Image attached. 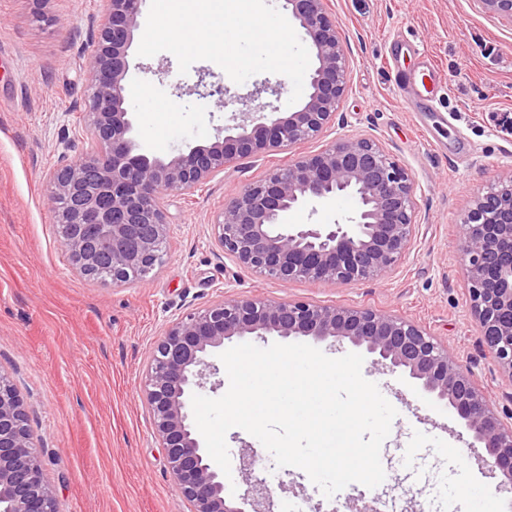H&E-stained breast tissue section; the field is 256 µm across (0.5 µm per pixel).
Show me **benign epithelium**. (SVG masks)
<instances>
[{
  "label": "benign epithelium",
  "instance_id": "1",
  "mask_svg": "<svg viewBox=\"0 0 512 512\" xmlns=\"http://www.w3.org/2000/svg\"><path fill=\"white\" fill-rule=\"evenodd\" d=\"M143 2L103 0L84 115L88 148L48 175L49 201L73 266L90 276L105 261L114 285L142 281L140 273L161 261L169 228L165 196L193 191L239 159L318 136L335 124L347 90L348 57L324 0H285L316 61L301 106L283 112L259 104L210 144L157 157L134 138L127 105L128 50ZM478 2L484 12L512 24V0ZM193 93L223 105L230 90L201 81ZM341 195L356 200L353 215L342 223L282 222L291 209ZM415 221L408 170L373 140L349 138L246 185L225 205L214 233L225 251L259 276L336 285L392 271L411 247ZM461 229L471 315L494 362L512 378V174L473 197ZM267 334L346 340L376 356V363L408 374L464 421L491 469L502 475L498 490L512 491V408L496 406L474 374L421 326L370 308L224 297L173 321L154 342L148 362L146 404L189 512H275L264 458L252 449L241 453L242 485L234 493L191 423L192 395L217 374L208 358L226 340ZM0 512H57L23 403L1 372Z\"/></svg>",
  "mask_w": 512,
  "mask_h": 512
}]
</instances>
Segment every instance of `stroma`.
<instances>
[{
  "label": "stroma",
  "instance_id": "1",
  "mask_svg": "<svg viewBox=\"0 0 512 512\" xmlns=\"http://www.w3.org/2000/svg\"><path fill=\"white\" fill-rule=\"evenodd\" d=\"M340 24L348 90L336 123L289 149L240 160L194 191L165 198L170 224L161 264L147 280L112 286L72 268L47 205V174L84 152L91 46L101 0H0V371L28 414L58 512H186L145 401L154 341L181 316L223 297L366 307L413 321L444 342L495 401L512 379L489 357L470 313L460 258V219L474 194L512 173V24L479 0H327ZM407 51L395 60L390 48ZM437 69V109L421 112L396 83L398 69ZM134 134L165 157L206 145L250 95L273 88L278 73L230 83L207 60L180 73L176 57L130 53ZM226 82L227 106L199 99L198 81ZM181 85L183 96L172 93ZM368 137L407 168L416 226L408 254L386 275L349 285L257 276L224 252L212 225L244 186L338 138ZM352 198L289 211L288 224H332L351 216ZM365 379L396 409L382 445L389 476L370 489L353 483L324 497L305 471L283 475L281 502L321 503L348 512L388 503L393 512H448L483 501L497 481L484 448L446 404L401 371L365 356Z\"/></svg>",
  "mask_w": 512,
  "mask_h": 512
}]
</instances>
